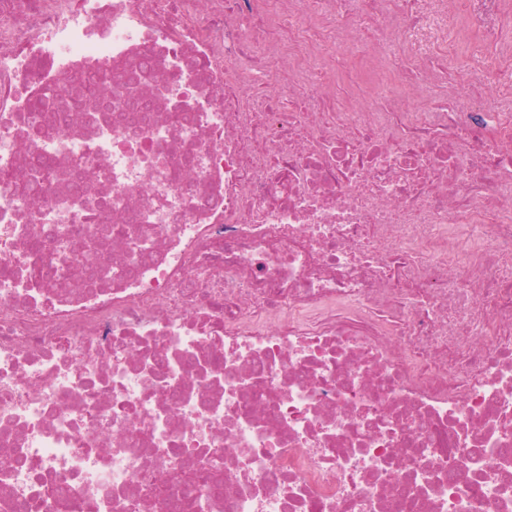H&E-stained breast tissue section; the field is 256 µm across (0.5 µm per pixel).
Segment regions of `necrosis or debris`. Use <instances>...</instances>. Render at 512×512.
Returning a JSON list of instances; mask_svg holds the SVG:
<instances>
[{
  "instance_id": "4bbe7bcc",
  "label": "necrosis or debris",
  "mask_w": 512,
  "mask_h": 512,
  "mask_svg": "<svg viewBox=\"0 0 512 512\" xmlns=\"http://www.w3.org/2000/svg\"><path fill=\"white\" fill-rule=\"evenodd\" d=\"M471 28L511 88L505 0H0V507L198 512L215 456L207 512H512V111L449 91ZM105 64L149 124L33 128Z\"/></svg>"
}]
</instances>
